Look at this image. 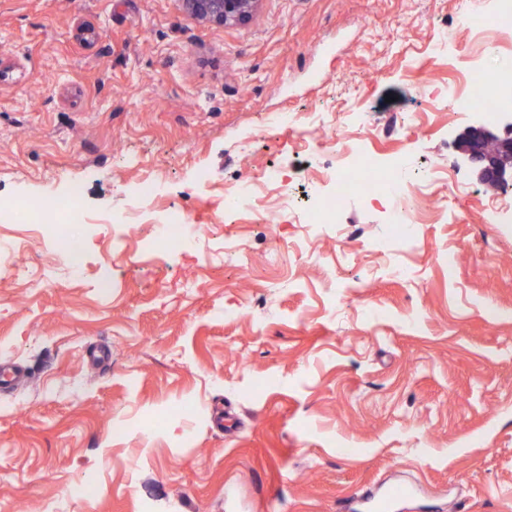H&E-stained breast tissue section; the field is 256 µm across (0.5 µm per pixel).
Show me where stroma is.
<instances>
[{
    "mask_svg": "<svg viewBox=\"0 0 512 512\" xmlns=\"http://www.w3.org/2000/svg\"><path fill=\"white\" fill-rule=\"evenodd\" d=\"M498 8L261 0L224 27L179 0H0V198L76 184L93 218L76 270L0 215L31 273L0 269V366L23 372L0 390V512H364L401 481L392 512H512V189L462 153L507 120L440 94L512 50L436 44ZM313 113L398 161L416 223L350 196L307 227L337 146ZM271 167L283 222L225 223V189ZM147 178L143 222L109 224ZM174 210L194 239L159 248ZM412 492V487L407 484L390 485L380 495H366L363 505L368 512H389L393 502L410 498Z\"/></svg>",
    "mask_w": 512,
    "mask_h": 512,
    "instance_id": "obj_1",
    "label": "stroma"
}]
</instances>
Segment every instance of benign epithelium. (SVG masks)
I'll list each match as a JSON object with an SVG mask.
<instances>
[{
	"label": "benign epithelium",
	"instance_id": "obj_1",
	"mask_svg": "<svg viewBox=\"0 0 512 512\" xmlns=\"http://www.w3.org/2000/svg\"><path fill=\"white\" fill-rule=\"evenodd\" d=\"M183 10L204 24L237 25L248 21L260 0H180ZM464 156L479 180L497 188L512 187V122L504 135L479 125L464 137Z\"/></svg>",
	"mask_w": 512,
	"mask_h": 512
}]
</instances>
